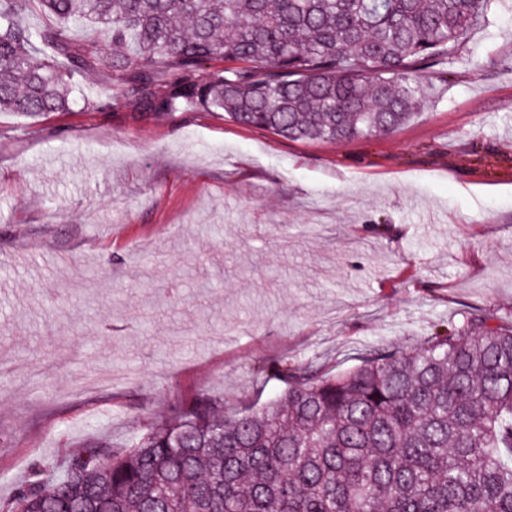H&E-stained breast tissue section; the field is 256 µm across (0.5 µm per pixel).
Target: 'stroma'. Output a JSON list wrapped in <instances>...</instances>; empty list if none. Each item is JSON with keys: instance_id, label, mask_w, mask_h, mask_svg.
<instances>
[{"instance_id": "stroma-1", "label": "stroma", "mask_w": 512, "mask_h": 512, "mask_svg": "<svg viewBox=\"0 0 512 512\" xmlns=\"http://www.w3.org/2000/svg\"><path fill=\"white\" fill-rule=\"evenodd\" d=\"M395 133L290 140L223 112H0V512L34 462L123 449L271 359L342 371L463 315L512 323V0Z\"/></svg>"}]
</instances>
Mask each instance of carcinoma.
<instances>
[{
    "label": "carcinoma",
    "mask_w": 512,
    "mask_h": 512,
    "mask_svg": "<svg viewBox=\"0 0 512 512\" xmlns=\"http://www.w3.org/2000/svg\"><path fill=\"white\" fill-rule=\"evenodd\" d=\"M493 0H0V111L84 105L144 118L226 112L296 140L388 135L425 72L453 61ZM40 11L44 27L16 17ZM97 25L104 43L74 38ZM220 58L216 72L204 64ZM275 399L232 420L196 396L133 446L85 443L12 512H512V324L466 315L415 350L334 373L274 363Z\"/></svg>",
    "instance_id": "carcinoma-1"
}]
</instances>
